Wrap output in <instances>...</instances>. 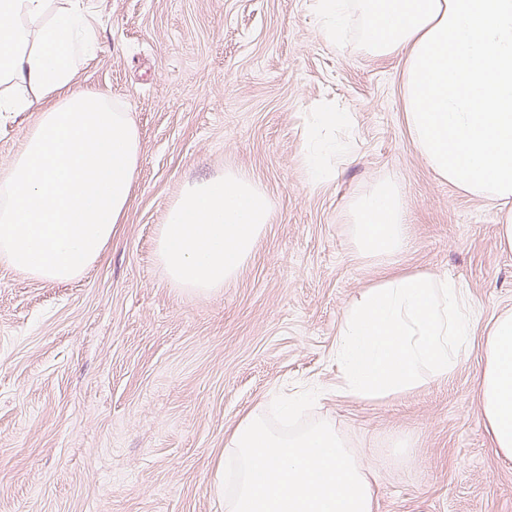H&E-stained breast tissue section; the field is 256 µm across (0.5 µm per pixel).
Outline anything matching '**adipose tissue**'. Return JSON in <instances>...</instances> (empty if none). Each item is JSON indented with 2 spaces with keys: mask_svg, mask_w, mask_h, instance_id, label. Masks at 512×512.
Segmentation results:
<instances>
[{
  "mask_svg": "<svg viewBox=\"0 0 512 512\" xmlns=\"http://www.w3.org/2000/svg\"><path fill=\"white\" fill-rule=\"evenodd\" d=\"M47 0H0V112L45 102L22 150L0 171V260L31 277L70 282L96 262L124 223L141 137L126 112L72 86L92 45L84 0L43 21ZM324 37L343 41L358 19L369 55L402 63L405 119L427 167L500 206V241L512 250V0H313ZM346 112H315L301 160L312 185L327 155L347 157ZM357 255L388 258L407 240L399 188L380 180L346 214ZM482 423L512 459V310L492 321L479 374ZM236 465L226 512H376L374 463L351 452L334 424L284 432L246 413L224 444Z\"/></svg>",
  "mask_w": 512,
  "mask_h": 512,
  "instance_id": "adipose-tissue-1",
  "label": "adipose tissue"
}]
</instances>
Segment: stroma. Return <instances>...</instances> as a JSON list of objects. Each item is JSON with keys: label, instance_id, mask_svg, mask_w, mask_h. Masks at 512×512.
<instances>
[{"label": "stroma", "instance_id": "35a3bbf8", "mask_svg": "<svg viewBox=\"0 0 512 512\" xmlns=\"http://www.w3.org/2000/svg\"><path fill=\"white\" fill-rule=\"evenodd\" d=\"M95 49L73 85L128 112L141 158L124 224L64 284L0 261V512H226L212 486L224 438L300 384L374 461L377 512H512V460L481 421L487 327L512 310L499 209L437 177L416 151L402 67L357 35L329 43L311 0H87ZM351 113L349 157L326 183L300 157L310 113ZM38 109L0 121V166ZM234 169L274 209L252 257L209 296L173 286L156 232L184 185ZM389 179L407 244L364 261L347 202ZM390 272L448 276L473 336L448 378L375 401L333 394L349 305Z\"/></svg>", "mask_w": 512, "mask_h": 512}]
</instances>
